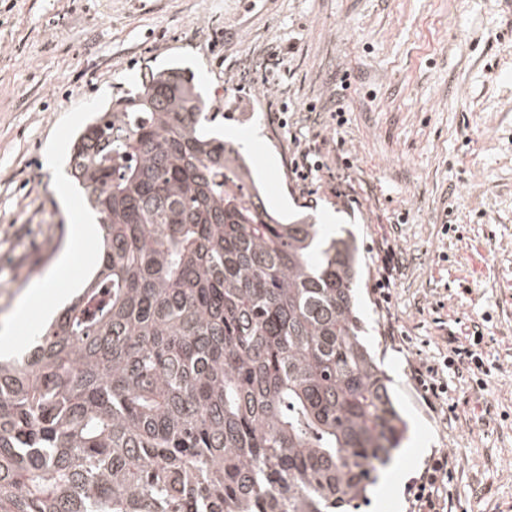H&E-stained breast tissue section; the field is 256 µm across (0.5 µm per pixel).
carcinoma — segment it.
I'll use <instances>...</instances> for the list:
<instances>
[{"label": "carcinoma", "mask_w": 512, "mask_h": 512, "mask_svg": "<svg viewBox=\"0 0 512 512\" xmlns=\"http://www.w3.org/2000/svg\"><path fill=\"white\" fill-rule=\"evenodd\" d=\"M207 121L151 71L74 141L104 248L0 359V512H344L401 445L352 239L280 223Z\"/></svg>", "instance_id": "cac0c4a2"}]
</instances>
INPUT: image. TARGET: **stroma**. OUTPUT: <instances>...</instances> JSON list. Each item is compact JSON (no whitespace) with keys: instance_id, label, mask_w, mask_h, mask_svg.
Returning <instances> with one entry per match:
<instances>
[{"instance_id":"obj_1","label":"stroma","mask_w":512,"mask_h":512,"mask_svg":"<svg viewBox=\"0 0 512 512\" xmlns=\"http://www.w3.org/2000/svg\"><path fill=\"white\" fill-rule=\"evenodd\" d=\"M174 65L270 211L356 239L365 341L408 426L383 512H413L411 486L444 452L449 512H512V13L501 0H0V320L65 249L74 135ZM295 136L323 163L308 182L290 167ZM389 246L402 262L383 305ZM478 322L495 364L484 388L452 376L447 400L426 398L415 368H442Z\"/></svg>"}]
</instances>
